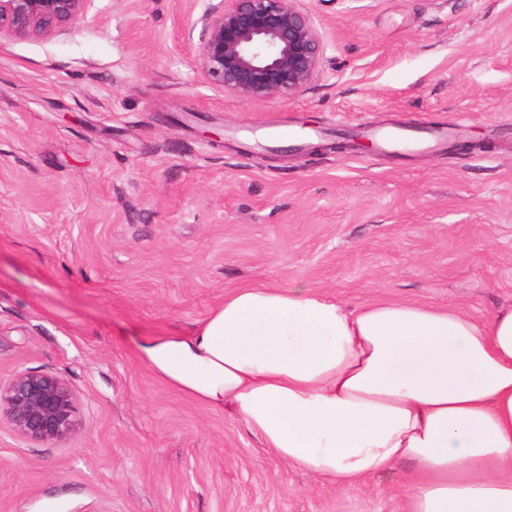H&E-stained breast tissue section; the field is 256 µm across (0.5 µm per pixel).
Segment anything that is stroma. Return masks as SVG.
<instances>
[{
    "label": "stroma",
    "instance_id": "1",
    "mask_svg": "<svg viewBox=\"0 0 512 512\" xmlns=\"http://www.w3.org/2000/svg\"><path fill=\"white\" fill-rule=\"evenodd\" d=\"M219 5L90 0L75 29L0 39V382L59 376L81 420L63 443L0 422V512H403L409 464L336 490L158 379L139 339L247 285L512 304V0H301L328 49L290 102L194 70L189 26ZM307 122L297 150L264 138ZM391 127L450 135L309 148Z\"/></svg>",
    "mask_w": 512,
    "mask_h": 512
}]
</instances>
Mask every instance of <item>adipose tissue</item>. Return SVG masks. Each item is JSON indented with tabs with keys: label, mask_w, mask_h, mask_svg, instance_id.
Returning <instances> with one entry per match:
<instances>
[{
	"label": "adipose tissue",
	"mask_w": 512,
	"mask_h": 512,
	"mask_svg": "<svg viewBox=\"0 0 512 512\" xmlns=\"http://www.w3.org/2000/svg\"><path fill=\"white\" fill-rule=\"evenodd\" d=\"M137 357L338 489L407 462V512H512V305L478 320L243 287L190 332L143 338Z\"/></svg>",
	"instance_id": "adipose-tissue-1"
}]
</instances>
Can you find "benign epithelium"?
<instances>
[{
    "mask_svg": "<svg viewBox=\"0 0 512 512\" xmlns=\"http://www.w3.org/2000/svg\"><path fill=\"white\" fill-rule=\"evenodd\" d=\"M89 0H0V36L47 38L68 30ZM300 0H224L199 19L188 43L203 79L242 100H294L319 76L325 42ZM19 435L61 443L80 429L78 396L64 379L34 370L0 383V418Z\"/></svg>",
    "mask_w": 512,
    "mask_h": 512,
    "instance_id": "obj_1",
    "label": "benign epithelium"
}]
</instances>
